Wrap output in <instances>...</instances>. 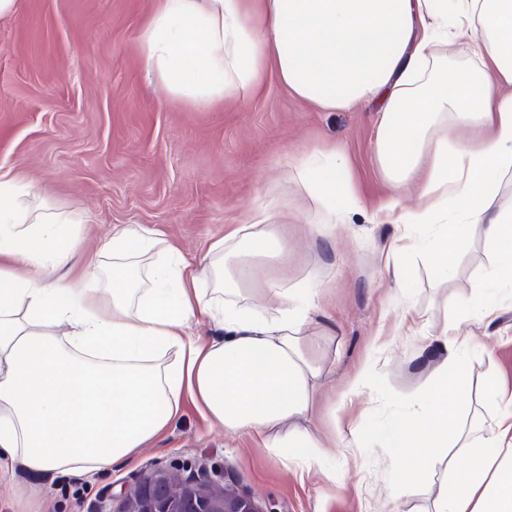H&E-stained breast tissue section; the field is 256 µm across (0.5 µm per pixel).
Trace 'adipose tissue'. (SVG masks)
<instances>
[{"label":"adipose tissue","instance_id":"obj_1","mask_svg":"<svg viewBox=\"0 0 512 512\" xmlns=\"http://www.w3.org/2000/svg\"><path fill=\"white\" fill-rule=\"evenodd\" d=\"M469 44L474 66L449 73V42ZM146 62L175 98L205 107L256 90L267 66L297 98L326 111L376 102L375 158L382 180L413 186L416 208L386 201L380 224L398 234L387 263L418 247L413 231L459 243L481 228L499 261L485 274L494 293L453 299L461 317L492 318L512 291V0H161L140 33ZM458 127L476 130L455 140ZM345 157L317 150L288 172L331 233L358 208ZM24 185L0 180V493L8 473L93 475L132 459L191 400L225 432L246 436L288 464L325 465L329 437L317 424L326 364L310 337L317 285L287 275L256 282L288 244L265 203L248 223L187 261L163 234L118 224L103 252L112 289L97 273L78 286L58 277L77 250L68 224L82 214H32ZM40 266L34 279L12 261ZM395 281L403 272L395 268ZM206 318L217 335L187 336ZM432 369L410 423L389 433L411 464L400 487L445 465L434 512H512V395L487 378L490 425L462 427L449 392L469 394L466 344L456 326L434 340Z\"/></svg>","mask_w":512,"mask_h":512}]
</instances>
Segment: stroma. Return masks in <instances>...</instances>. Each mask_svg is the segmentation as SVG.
<instances>
[{"mask_svg": "<svg viewBox=\"0 0 512 512\" xmlns=\"http://www.w3.org/2000/svg\"><path fill=\"white\" fill-rule=\"evenodd\" d=\"M159 3L18 0L0 18V177L22 180L31 208L91 215V223L66 227L80 254L62 275L79 284L94 262L104 288L112 260L100 249L113 225L157 228L195 263L231 226L275 202L289 278L319 287L310 330L336 341L316 409L336 445L326 451L328 465L302 471L224 433L187 400L168 431L130 464L90 478L37 480L15 470L16 493L0 498V512H101L110 495L160 469L206 470L217 485L252 495L263 512H430L443 469L402 492L398 477L409 455L363 437L411 420L426 376L415 345L449 320V297L483 294L497 255L473 233L455 246L456 266L444 279L426 253L407 250L398 257L404 282L395 285L383 261L395 229L369 218L390 196L407 208L417 196L378 176L375 103L323 111L292 95L272 70L253 94L205 108L172 97L146 66L139 40ZM323 147L347 156L364 206L330 241L318 235L315 205L285 167L288 156ZM458 332L472 385L494 375L512 392V303L502 302L491 323L461 321ZM365 369L370 386L353 392ZM349 391L354 397L343 403ZM32 484L39 488L34 499Z\"/></svg>", "mask_w": 512, "mask_h": 512, "instance_id": "1", "label": "stroma"}]
</instances>
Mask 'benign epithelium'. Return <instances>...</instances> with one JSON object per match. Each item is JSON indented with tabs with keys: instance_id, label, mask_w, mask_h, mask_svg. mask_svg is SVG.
Returning <instances> with one entry per match:
<instances>
[{
	"instance_id": "obj_1",
	"label": "benign epithelium",
	"mask_w": 512,
	"mask_h": 512,
	"mask_svg": "<svg viewBox=\"0 0 512 512\" xmlns=\"http://www.w3.org/2000/svg\"><path fill=\"white\" fill-rule=\"evenodd\" d=\"M174 482L179 485L176 497L163 494L162 487ZM214 481L193 472L174 477L157 471L144 477L136 486L120 493L119 512H263L253 497L229 486L212 494Z\"/></svg>"
}]
</instances>
